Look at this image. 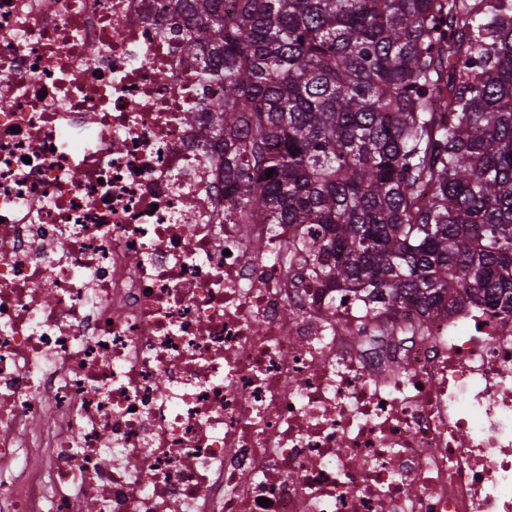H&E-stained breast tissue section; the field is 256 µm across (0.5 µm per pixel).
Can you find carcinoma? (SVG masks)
Here are the masks:
<instances>
[{
    "label": "carcinoma",
    "mask_w": 512,
    "mask_h": 512,
    "mask_svg": "<svg viewBox=\"0 0 512 512\" xmlns=\"http://www.w3.org/2000/svg\"><path fill=\"white\" fill-rule=\"evenodd\" d=\"M178 2L238 223L376 316L512 320V0Z\"/></svg>",
    "instance_id": "carcinoma-1"
}]
</instances>
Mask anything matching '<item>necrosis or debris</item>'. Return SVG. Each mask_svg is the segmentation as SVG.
Listing matches in <instances>:
<instances>
[{"instance_id":"1","label":"necrosis or debris","mask_w":512,"mask_h":512,"mask_svg":"<svg viewBox=\"0 0 512 512\" xmlns=\"http://www.w3.org/2000/svg\"><path fill=\"white\" fill-rule=\"evenodd\" d=\"M163 2L0 0V512H512V320L236 223Z\"/></svg>"}]
</instances>
